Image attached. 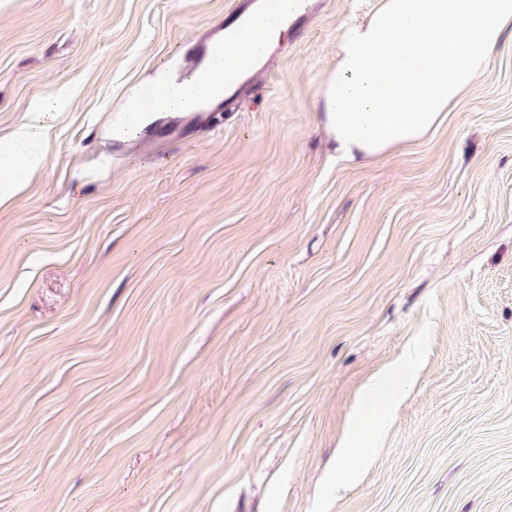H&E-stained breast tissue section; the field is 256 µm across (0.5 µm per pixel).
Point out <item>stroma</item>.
<instances>
[{
	"mask_svg": "<svg viewBox=\"0 0 512 512\" xmlns=\"http://www.w3.org/2000/svg\"><path fill=\"white\" fill-rule=\"evenodd\" d=\"M377 0H323L210 128L111 135L233 0H0V512H512V33L370 166L315 103ZM417 364L339 458L365 385ZM43 111V104H36L32 120L15 133L14 140L23 166V176L9 178L11 181L9 190L0 191V206L10 205L23 191L28 181L44 167L48 130L42 122L45 115Z\"/></svg>",
	"mask_w": 512,
	"mask_h": 512,
	"instance_id": "obj_1",
	"label": "stroma"
}]
</instances>
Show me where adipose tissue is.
<instances>
[{"instance_id": "obj_1", "label": "adipose tissue", "mask_w": 512, "mask_h": 512, "mask_svg": "<svg viewBox=\"0 0 512 512\" xmlns=\"http://www.w3.org/2000/svg\"><path fill=\"white\" fill-rule=\"evenodd\" d=\"M508 32L512 0H378L367 20L339 32L335 70L316 91L337 154L369 163L422 140L471 93ZM43 116V104H36L14 136L23 174L0 191V206L44 166ZM397 394L388 379L370 384L341 456L352 452L364 425L384 419L385 403Z\"/></svg>"}]
</instances>
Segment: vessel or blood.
<instances>
[{"label":"vessel or blood","mask_w":512,"mask_h":512,"mask_svg":"<svg viewBox=\"0 0 512 512\" xmlns=\"http://www.w3.org/2000/svg\"><path fill=\"white\" fill-rule=\"evenodd\" d=\"M284 0H236L232 19L196 38L171 81L191 82L194 106L179 120L186 125L204 124L209 108L217 102L232 104L246 81L255 79L264 59L274 49L269 30L288 24ZM160 83L145 84L132 107L134 115L165 113Z\"/></svg>","instance_id":"b4317fda"}]
</instances>
